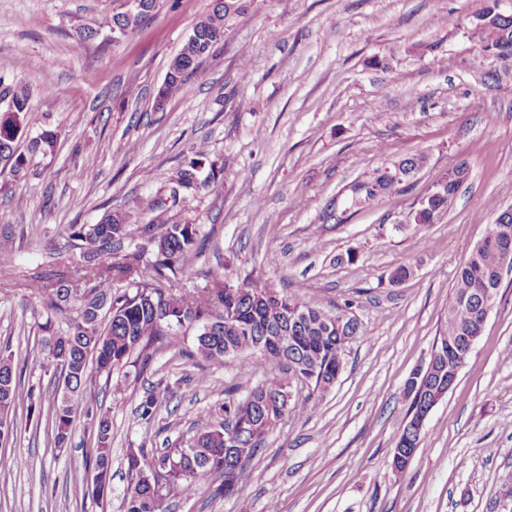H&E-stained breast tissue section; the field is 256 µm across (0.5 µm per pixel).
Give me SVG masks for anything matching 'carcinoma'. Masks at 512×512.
<instances>
[{
	"mask_svg": "<svg viewBox=\"0 0 512 512\" xmlns=\"http://www.w3.org/2000/svg\"><path fill=\"white\" fill-rule=\"evenodd\" d=\"M246 9L244 0L215 3L210 13L195 24L199 42H184L171 59L166 74V98L192 93L187 77L211 54L210 43L220 37L214 25L226 29L230 21ZM470 39L479 50L493 44L499 55L512 54V19L492 31L473 25ZM12 115L0 112V128L12 129L27 124L31 109L25 89L13 93ZM428 157L419 152L399 161L406 172L427 165ZM366 176L369 186L355 185L351 195L356 208L378 198L402 191L399 183L377 175ZM198 166L179 170L171 178L167 199L177 205L186 193L216 178V172L199 180ZM461 181L448 184L442 196L428 199L416 226L438 224L456 195ZM159 202L145 199L136 207L106 213L95 227L71 224L70 238L79 241L84 285H76L64 273L36 274L32 288L51 314L67 315L64 330L54 328L52 318L41 325L49 355L62 356L68 365V392L53 403L48 418L54 442L63 446L77 418L92 420L95 432L93 458L94 490L104 493L112 445V420L104 412L94 413L84 402L83 393L92 383L89 360L96 373L111 374L128 366H146L151 352L173 346L176 337L194 333L195 351L191 356L214 364L228 358L239 360L240 380L227 391L224 402L207 411V421L192 438L191 446L168 448L154 457L166 470L164 482H154L152 473L139 475L126 490L123 512H167L166 495L177 492L189 497L198 485L207 483L218 495L232 496L238 480L261 444L293 407L285 406L280 396L290 391L292 381L307 380L322 394L337 381L343 367L346 345L366 336L356 319L339 321V315L280 295L260 277L247 276L236 285L218 278L197 291H174L172 282L197 255L198 225L144 224L142 214ZM512 233V211L499 213L487 225L481 248L471 253L460 266L446 327L435 342L438 356L432 366L418 368L405 382L410 403L400 429L396 447L407 448V460L392 466L394 475L405 473L408 461L419 451L421 439L409 440L408 427L415 416L432 405L433 395L448 388V380L458 377L468 351L465 336L476 325L486 298L482 288H500L499 245L506 232ZM120 252L119 260L105 265L101 257ZM259 354L282 367V372L253 383L250 360ZM169 387L158 381L137 406L143 424L155 418ZM26 396L24 385L13 368L12 358H0V443L14 435L12 409Z\"/></svg>",
	"mask_w": 512,
	"mask_h": 512,
	"instance_id": "cac0c4a2",
	"label": "carcinoma"
}]
</instances>
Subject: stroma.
Instances as JSON below:
<instances>
[{"label":"stroma","instance_id":"35a3bbf8","mask_svg":"<svg viewBox=\"0 0 512 512\" xmlns=\"http://www.w3.org/2000/svg\"><path fill=\"white\" fill-rule=\"evenodd\" d=\"M484 0H248L244 14L189 76L190 96L156 108L171 59L213 0H157L120 41L105 23L113 0H0V111L9 90L29 91L18 142L28 174L0 165V240L14 273L0 277V351L11 353L33 402L13 411L0 444V512H123L127 457L186 443L239 381L236 360L191 358L193 335L153 353L138 375H98L87 391L112 419L109 485L93 493L85 462L95 437L78 420L55 447L46 416L61 380L41 343L47 313L28 273L71 272L72 224L157 195L191 162L215 182L162 213L199 227L200 255L177 285L204 287L205 270L234 284L261 276L283 295L345 313L366 337L347 344L343 370L314 409L292 388L289 413L249 463L233 496L199 485L168 498L169 512H512V271L448 394L424 422L403 477L392 453L409 400L404 385L428 363L457 271L487 224L512 207V67L479 55L466 29ZM102 21L100 34L81 26ZM247 61L249 81L239 77ZM55 133L50 150L31 139ZM423 152L410 187L345 223L320 214L363 173ZM469 168L441 223L406 215L429 185ZM151 180H144V173ZM277 264H270V254ZM411 266L401 282L390 275ZM171 391L150 424L136 408L157 380Z\"/></svg>","mask_w":512,"mask_h":512}]
</instances>
